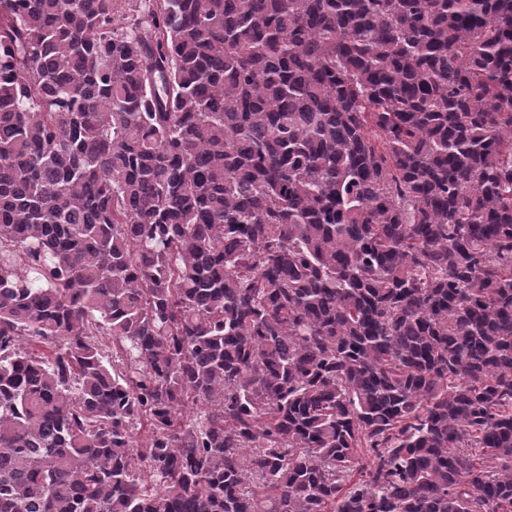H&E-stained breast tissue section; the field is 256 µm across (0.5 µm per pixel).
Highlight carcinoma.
I'll list each match as a JSON object with an SVG mask.
<instances>
[{
  "label": "carcinoma",
  "instance_id": "cac0c4a2",
  "mask_svg": "<svg viewBox=\"0 0 512 512\" xmlns=\"http://www.w3.org/2000/svg\"><path fill=\"white\" fill-rule=\"evenodd\" d=\"M0 512H512V0H0Z\"/></svg>",
  "mask_w": 512,
  "mask_h": 512
}]
</instances>
